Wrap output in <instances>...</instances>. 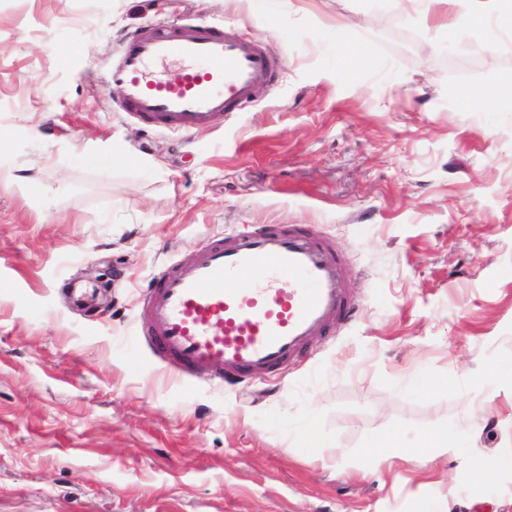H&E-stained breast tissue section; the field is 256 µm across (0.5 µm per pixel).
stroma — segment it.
Wrapping results in <instances>:
<instances>
[{"label": "stroma", "mask_w": 512, "mask_h": 512, "mask_svg": "<svg viewBox=\"0 0 512 512\" xmlns=\"http://www.w3.org/2000/svg\"><path fill=\"white\" fill-rule=\"evenodd\" d=\"M192 19L275 83L189 134L119 112L124 36ZM392 0H0V512H512V44ZM300 226L354 321L262 379L182 381L140 334L150 277ZM495 420L474 432L471 411ZM313 421L333 455L307 458ZM473 444L374 465L378 435Z\"/></svg>", "instance_id": "35a3bbf8"}]
</instances>
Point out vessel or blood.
I'll return each mask as SVG.
<instances>
[{"label": "vessel or blood", "instance_id": "obj_1", "mask_svg": "<svg viewBox=\"0 0 512 512\" xmlns=\"http://www.w3.org/2000/svg\"><path fill=\"white\" fill-rule=\"evenodd\" d=\"M277 69L258 41L217 24H148L124 43L107 82L121 89L126 115L188 133L240 111ZM343 278L342 261L322 239L260 226L205 244L189 268L154 275L141 334L181 379L203 368L221 383L260 377L299 356L309 336L351 317Z\"/></svg>", "mask_w": 512, "mask_h": 512}]
</instances>
